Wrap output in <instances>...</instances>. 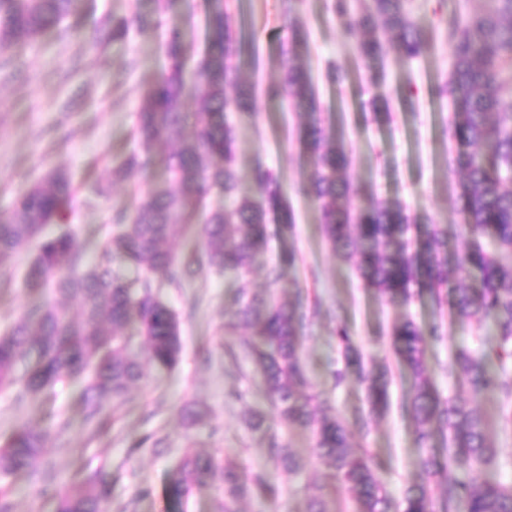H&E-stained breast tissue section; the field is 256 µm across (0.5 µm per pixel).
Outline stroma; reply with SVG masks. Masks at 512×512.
I'll return each mask as SVG.
<instances>
[{
    "instance_id": "35a3bbf8",
    "label": "stroma",
    "mask_w": 512,
    "mask_h": 512,
    "mask_svg": "<svg viewBox=\"0 0 512 512\" xmlns=\"http://www.w3.org/2000/svg\"><path fill=\"white\" fill-rule=\"evenodd\" d=\"M223 3L237 29L261 53L259 59L245 54L238 61L257 89L253 121L237 127L240 191L256 195L252 174L263 167L274 174L293 212L292 227L269 222L267 244L248 276L249 287L292 302L302 313L319 308L320 317L300 333L309 386L327 399L329 414L346 424L354 443L378 457V480L393 498H401L421 480L420 452L405 404L412 375L395 355L389 330L405 316L423 326L441 315L416 298L405 304L379 298L363 286L354 265L332 251L316 205L301 190L309 163L300 150L296 111L268 99L266 88L282 78L286 60L307 69L319 111L349 150L347 176L355 188L378 199H400L412 212L446 227L448 247L454 250L468 241L469 233L457 209L461 177L452 165L457 145L443 133L452 103L431 93L448 74L450 48L438 42L413 60L387 53L386 81L378 84L324 0H294L288 19L282 0ZM212 5L213 0H177L161 12L155 0H82L76 13L35 43L1 52L6 64L0 67V213L50 169H62L77 190L69 226L78 232L87 256H94L107 237L113 207L134 206L165 181L161 167L154 166L132 170L113 184L109 195L90 192L108 179L113 166L139 150L132 130L148 91L166 71L168 30L181 28L193 55H200ZM135 12L156 16L154 31L133 30L124 40L93 47L103 19ZM291 20L306 33V43L292 42ZM331 63L340 74L335 81L326 76ZM29 259L19 254L1 272L9 284L0 286V332L40 299L23 286ZM274 265L282 277L271 286L266 270ZM239 286L222 272L206 270L164 288L180 320V361L131 389L122 403L107 407L110 423L105 428L87 420L72 379L21 403L14 392H0V442L21 425L64 427L47 444L50 479H13V512H55L59 493L101 468L112 476L109 512H177L167 492L168 474L189 452L221 455L244 470H265L274 495L265 502L245 499L242 512H304L308 484L327 470L312 451L311 432L286 427L271 409L261 370L241 350L246 331L228 327L238 308ZM338 310L367 365L388 369L391 376L390 405L365 429L357 424L368 410L364 389L350 380L334 383L335 372L345 367L335 336ZM461 346L487 352L495 341L477 325H456L441 340L427 341L424 361L440 397L466 401L468 388L447 370ZM257 411L264 421L254 429L249 419ZM489 437L497 448L495 463L469 477L512 484V428L493 424ZM282 447L291 448L298 459L295 477H287L275 461Z\"/></svg>"
}]
</instances>
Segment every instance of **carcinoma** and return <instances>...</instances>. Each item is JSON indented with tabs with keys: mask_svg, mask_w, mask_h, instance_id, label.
I'll return each mask as SVG.
<instances>
[{
	"mask_svg": "<svg viewBox=\"0 0 512 512\" xmlns=\"http://www.w3.org/2000/svg\"><path fill=\"white\" fill-rule=\"evenodd\" d=\"M328 2L378 81L386 73L385 46L377 30L391 36L394 51L404 59L420 56L438 38L448 41L449 77L435 86L434 94L453 99L448 133L459 145L454 166L462 175L460 213L473 241L450 256L447 230L400 201L369 197L354 203L355 189L346 177L347 146L322 126L309 73L288 62L284 77L267 94L303 108L300 145L310 163L306 193L320 212L325 238L334 251L355 262L364 286L379 297L407 302L427 294L440 311H448V324L475 322L493 331L497 368L489 367L485 354L462 346L452 355L450 373L463 379L474 397H497L498 420L512 425V0H483L481 9L439 19L426 32L414 21L407 0ZM79 6L80 0H0V51L35 41ZM153 28V20L138 13L106 19L97 43ZM206 35L195 67L200 106L190 113L183 106L190 48L181 30L169 32L167 71L137 116L134 136L140 153L112 171L122 177L133 167L159 165L167 173L166 186L144 197L132 212L116 211L109 236L91 262H84L76 232L44 235L47 225L67 223L75 189L66 172L50 171L0 214V268L37 240L25 283L51 291L50 299L0 336L1 391L16 389L22 399L62 377L85 378L90 415L103 413L105 404L122 399L131 385L178 364L179 322L161 295L162 288L176 282V272L192 276L208 266L243 281L266 244L268 215L277 212L283 223H293L269 171L254 172L262 200L238 190L230 114L253 118L255 95L235 58L246 49L257 52L256 46L238 36L219 2L206 19ZM158 141L177 148L158 159L153 154ZM214 196L223 198L224 205L209 209ZM188 231L199 236L203 253L180 258L166 243ZM126 266L138 276L127 278ZM450 272L457 279L455 288L448 287ZM68 299L78 301L79 316L71 313ZM238 301L233 326L253 331L244 349L263 373L270 407L287 427L311 430L327 478L351 493L353 512H512V486L474 485L461 478L491 464L497 450L487 434L488 417L453 398H440L424 374L425 337H439L438 326L424 328L405 319L391 328L395 353L414 378L408 406L426 476L395 503L376 477L378 463L370 449L354 447L346 425L328 415L321 408L324 400L308 390L297 309L270 296L259 300L244 284ZM335 335L346 364L356 366L358 381L366 385V427L386 408L389 381L360 365L346 324H337ZM51 433L49 426L22 427L7 437L0 444V480L38 475ZM438 433L448 436V453L442 456L431 444ZM201 488L221 495L220 512H239L237 503L248 493H271L259 473L222 456L188 453L171 471L168 492L181 504ZM328 488L326 483L310 487L305 512H329ZM110 490L109 474L100 470L61 493L55 512H107Z\"/></svg>",
	"mask_w": 512,
	"mask_h": 512,
	"instance_id": "obj_1",
	"label": "carcinoma"
}]
</instances>
